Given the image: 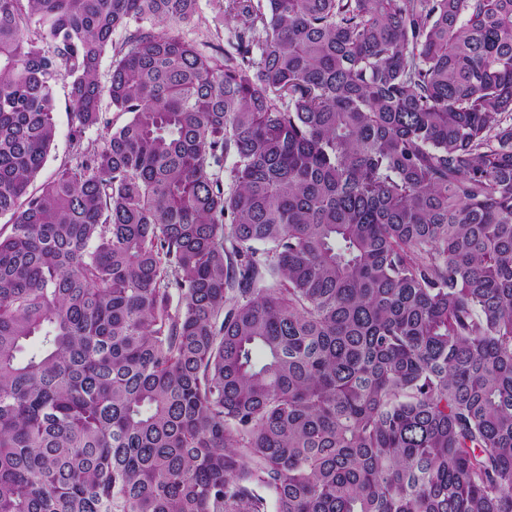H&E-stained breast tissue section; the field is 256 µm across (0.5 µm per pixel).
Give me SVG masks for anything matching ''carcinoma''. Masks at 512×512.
Returning a JSON list of instances; mask_svg holds the SVG:
<instances>
[{"mask_svg":"<svg viewBox=\"0 0 512 512\" xmlns=\"http://www.w3.org/2000/svg\"><path fill=\"white\" fill-rule=\"evenodd\" d=\"M197 9L0 0V512H512V0ZM224 0H198V12L188 25L171 27L176 33L197 42L224 46L225 39L236 22L224 17ZM67 86L60 82L55 89L59 108L55 113V139L48 160L30 190L48 179L61 165L72 159L71 124L66 112Z\"/></svg>","mask_w":512,"mask_h":512,"instance_id":"obj_1","label":"carcinoma"}]
</instances>
